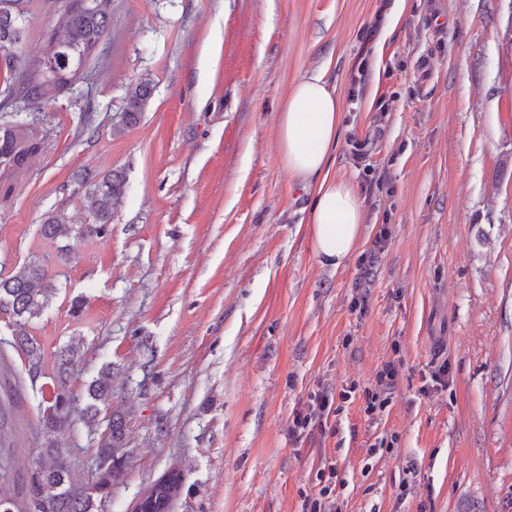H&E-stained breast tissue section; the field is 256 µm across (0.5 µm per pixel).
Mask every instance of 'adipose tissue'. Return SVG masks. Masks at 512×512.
Instances as JSON below:
<instances>
[{
  "label": "adipose tissue",
  "instance_id": "obj_1",
  "mask_svg": "<svg viewBox=\"0 0 512 512\" xmlns=\"http://www.w3.org/2000/svg\"><path fill=\"white\" fill-rule=\"evenodd\" d=\"M341 127L340 102L322 75L294 85L277 117L285 168L305 192L311 249L320 264L338 268L352 257L362 232L361 203L329 167Z\"/></svg>",
  "mask_w": 512,
  "mask_h": 512
}]
</instances>
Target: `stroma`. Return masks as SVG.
Segmentation results:
<instances>
[{"label": "stroma", "mask_w": 512, "mask_h": 512, "mask_svg": "<svg viewBox=\"0 0 512 512\" xmlns=\"http://www.w3.org/2000/svg\"><path fill=\"white\" fill-rule=\"evenodd\" d=\"M387 2L402 14L370 40L374 0H114L100 59L33 113L43 149L8 174L0 199V274L39 258L58 281L26 326L44 349L37 382L0 311V484L50 442L77 483L91 481L102 430L82 418L85 385L109 363L131 462L98 512H130L174 467L185 482L173 512H301L325 454L349 481L343 512H512V0ZM19 6L25 54L47 52L50 0ZM364 53L373 80L353 101ZM317 73L341 103L331 173L362 204L359 244L337 269L311 251L308 198L278 145L291 86ZM139 82L152 88L148 107L119 128ZM371 167L387 181L370 195ZM86 170L122 171L127 191L106 234L74 242L63 262L39 229L51 214L92 223L77 182ZM380 232L367 282L361 265ZM72 342L77 408L49 435L39 404L56 350ZM396 353L379 424L358 396L337 436H290L317 385L367 387ZM443 363L447 389L422 395ZM390 436V450L368 455Z\"/></svg>", "instance_id": "35a3bbf8"}]
</instances>
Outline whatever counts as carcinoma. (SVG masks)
<instances>
[{"label":"carcinoma","instance_id":"obj_1","mask_svg":"<svg viewBox=\"0 0 512 512\" xmlns=\"http://www.w3.org/2000/svg\"><path fill=\"white\" fill-rule=\"evenodd\" d=\"M57 28L49 34L50 50L31 58L9 56L5 68L4 90L13 103L23 105L16 119L0 128V168L15 171L24 167L41 149L42 136L34 122L22 116L38 112L47 105L51 92H69L83 78L84 71L100 54L112 28V0H56ZM28 37V20L19 9V0H0V51L19 49ZM152 88L147 83L130 87L126 94L121 123L136 125L145 112ZM126 178L111 171L102 178L86 183L84 197L94 223L63 224L50 215L40 227L41 237L51 243L60 238L74 241L87 235L105 233L107 225L125 196ZM56 275L38 258L27 261L15 274L0 278V310L7 311L16 323L11 346L22 350L31 380L42 374L43 356L39 344L23 329L40 317L56 294ZM79 355L73 344L56 355L57 382L43 398L42 425L49 433H60L69 424L76 399L67 380L69 367ZM89 423L105 422L96 456L108 459V466L95 473V479L83 484L72 483L60 449L49 445L35 466L19 485H0V512H32V507L49 500V512H98V503L112 494L121 483L129 465L125 451V416L117 410L100 417L112 399V364L103 365L85 384ZM183 484V475L174 468L158 478L139 499L134 512H172L173 500Z\"/></svg>","mask_w":512,"mask_h":512}]
</instances>
